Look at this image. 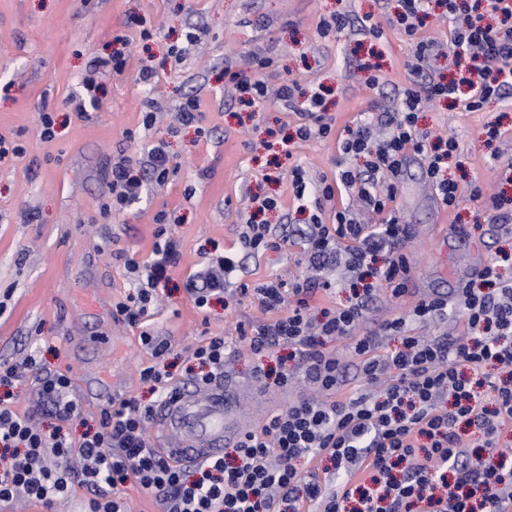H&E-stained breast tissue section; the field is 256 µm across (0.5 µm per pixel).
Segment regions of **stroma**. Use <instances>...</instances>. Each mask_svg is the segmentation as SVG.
Instances as JSON below:
<instances>
[{"label": "stroma", "instance_id": "obj_1", "mask_svg": "<svg viewBox=\"0 0 512 512\" xmlns=\"http://www.w3.org/2000/svg\"><path fill=\"white\" fill-rule=\"evenodd\" d=\"M399 0H0V135L25 147L24 155L0 164V362H16L38 351L40 367L14 389L13 408L41 419L37 405L43 374L66 375L81 405L79 417L63 428L73 440L97 426L112 399L157 401L139 371L152 365L142 329L172 344L165 361L172 384L189 386L186 358L205 339L221 336L233 346L224 358V381L240 394L242 416L261 428L273 414L307 397L300 384L275 386L268 371L290 368L288 352L256 354L239 338L240 324L268 321L253 296L212 303L200 314L186 290L190 275L211 255L235 247L248 213L247 196H272L278 209L266 212L268 245L249 258L247 283L307 274L301 233L308 220L289 189L293 167L310 180L334 173L341 161L337 132L363 113L397 109L401 89L412 83L413 46L396 26ZM349 16L351 31L325 36L320 24L331 15ZM384 32L383 39L354 29L363 16ZM197 30L200 39L187 41ZM129 36V60L122 73L102 76L97 106L85 116L68 97L77 91L93 60L109 55L112 37ZM184 50L175 62L169 49ZM270 58L261 77L274 86L290 79L302 87L332 88L326 113L335 136L296 143L299 115L266 102L242 106L224 77L225 69L248 65L253 56ZM379 65L385 82L372 87L357 64ZM157 72L153 84L139 79L142 65ZM190 97L201 115L177 125L175 114ZM161 121L144 127L146 101ZM56 119L52 141L39 139V115ZM421 129L453 138L466 159L449 165L461 186L458 205L445 210L428 182L418 155H411L393 209L406 224L405 250L411 272L404 295L379 288L359 326L374 333L394 315L410 311L427 294H449L469 280L475 267L498 250L512 251V223H502L485 197H512V106L489 102L482 110L425 108ZM500 135L488 140L486 130ZM134 131L127 139L126 131ZM165 142L181 167L169 184L147 191L137 203L104 213L108 172L118 155H136ZM478 182L483 199L473 200ZM192 195H185L186 187ZM166 211L168 232L179 240L180 259L142 325L113 318L112 306L136 287L117 252L147 260L155 242V216Z\"/></svg>", "mask_w": 512, "mask_h": 512}]
</instances>
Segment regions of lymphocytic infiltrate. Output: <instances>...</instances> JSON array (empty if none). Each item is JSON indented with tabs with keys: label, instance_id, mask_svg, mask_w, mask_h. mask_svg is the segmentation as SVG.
<instances>
[{
	"label": "lymphocytic infiltrate",
	"instance_id": "obj_1",
	"mask_svg": "<svg viewBox=\"0 0 512 512\" xmlns=\"http://www.w3.org/2000/svg\"><path fill=\"white\" fill-rule=\"evenodd\" d=\"M435 6L455 24L451 62L458 72L446 80L430 71L439 45L422 36ZM398 23L416 43L414 80L396 112L360 118L337 138L340 154L357 159V166L338 169L313 185L301 167L291 171L295 200L314 196L315 212L303 234L309 276L246 283V260L266 247L268 235L267 225L250 221L235 249L187 281L199 312H206L213 299L237 293L252 295L275 312L274 320L249 325L245 336L251 350L295 348L298 372L322 400L290 404L237 442L232 453L189 470L156 451L146 434L152 409L133 397L103 409L97 427L76 443L62 427L80 414L65 375L45 376L38 389L44 416L56 421L53 431L18 414L3 391L36 367L32 351L22 361L0 363L1 504L21 494L49 504L77 482L91 492L85 512H126L114 492L133 479L161 512H303L309 503L318 505V512H512V453L500 446L503 434L512 433V283L499 273L512 255L491 257L454 297L420 300L381 334L357 332L374 288L387 287L396 298L406 291V230L390 205L410 152L423 153L427 180L442 204L452 209L458 203L459 186L447 177V163L461 168L465 162L457 157L454 139L427 145V133L417 128L419 112L435 100L476 112L488 101L512 99V0H401ZM112 41L111 55L95 60L93 75L84 78L73 98L77 114L98 100L95 73L125 68L130 39L118 34ZM270 64L257 58L246 68L225 69L240 102L275 97L302 116L298 140L332 136L335 120L320 111L322 93L304 95L294 81L269 93L255 72ZM178 168L161 142L140 156L118 157L107 210L135 203L145 187L165 188ZM340 191L355 194L365 209L382 215V222L360 223L347 206L325 210ZM165 219L162 212L155 217L149 260L122 257L137 288L114 305L112 314L132 325L147 316L178 261L180 242L168 233ZM338 271L363 281L362 290L353 292L348 305L322 309L320 318H313L317 292L333 290ZM451 319L463 322L464 336L426 340L413 333L414 325ZM384 335L397 337L400 346L380 356L376 350ZM344 339L350 340L364 379L374 383L391 375L378 395L339 397L344 364L328 345ZM226 350L220 336L194 349L193 358L205 369L195 376V386L222 380Z\"/></svg>",
	"mask_w": 512,
	"mask_h": 512
}]
</instances>
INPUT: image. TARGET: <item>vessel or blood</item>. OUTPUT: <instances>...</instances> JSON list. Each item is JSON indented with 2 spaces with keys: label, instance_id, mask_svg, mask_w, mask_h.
Returning a JSON list of instances; mask_svg holds the SVG:
<instances>
[{
  "label": "vessel or blood",
  "instance_id": "obj_1",
  "mask_svg": "<svg viewBox=\"0 0 512 512\" xmlns=\"http://www.w3.org/2000/svg\"><path fill=\"white\" fill-rule=\"evenodd\" d=\"M154 422L161 453L180 465L217 457L248 432L237 390L221 381L201 393L181 386L168 389Z\"/></svg>",
  "mask_w": 512,
  "mask_h": 512
}]
</instances>
